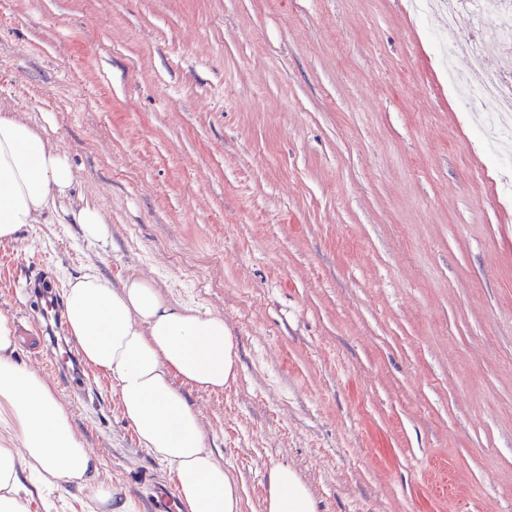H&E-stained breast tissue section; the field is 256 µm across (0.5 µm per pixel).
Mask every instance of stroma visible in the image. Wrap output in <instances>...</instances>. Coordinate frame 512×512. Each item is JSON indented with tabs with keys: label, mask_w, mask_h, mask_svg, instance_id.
Returning a JSON list of instances; mask_svg holds the SVG:
<instances>
[{
	"label": "stroma",
	"mask_w": 512,
	"mask_h": 512,
	"mask_svg": "<svg viewBox=\"0 0 512 512\" xmlns=\"http://www.w3.org/2000/svg\"><path fill=\"white\" fill-rule=\"evenodd\" d=\"M453 37L421 0H0V107L76 176L0 243V315L133 512L174 475L111 379L37 354L36 267L57 297L138 274L223 317L235 380L180 389L243 512L277 463L317 512H512V154L462 111ZM88 201L107 245L72 222ZM26 487L31 512L90 510Z\"/></svg>",
	"instance_id": "stroma-1"
}]
</instances>
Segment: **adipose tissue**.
<instances>
[{
	"label": "adipose tissue",
	"mask_w": 512,
	"mask_h": 512,
	"mask_svg": "<svg viewBox=\"0 0 512 512\" xmlns=\"http://www.w3.org/2000/svg\"><path fill=\"white\" fill-rule=\"evenodd\" d=\"M75 182L68 154L14 113H0V242H11L68 195ZM64 304L85 361L116 385L123 415L143 448L175 475L174 495L189 512H241L239 488L208 448L199 415L178 382L223 389L238 369V343L221 316L168 303L151 280L129 277L110 287L88 271L71 280ZM12 321L0 316V512H29L21 483L37 473L50 486L77 484L99 505L115 502L97 481L101 459L75 433L53 387L16 361ZM265 512H316L296 472L271 466Z\"/></svg>",
	"instance_id": "1"
}]
</instances>
